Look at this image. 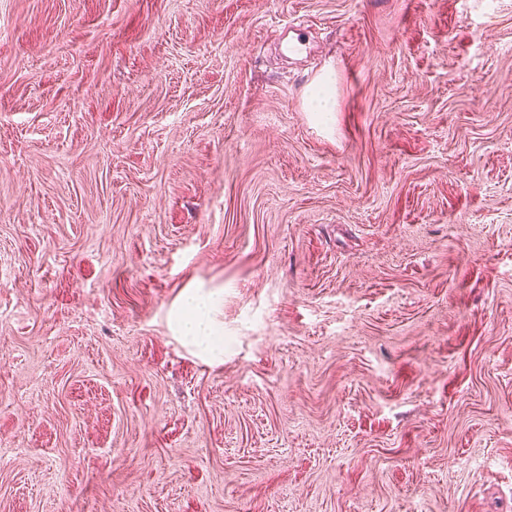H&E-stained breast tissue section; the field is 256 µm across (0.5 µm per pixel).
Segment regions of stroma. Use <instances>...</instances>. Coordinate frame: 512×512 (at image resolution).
<instances>
[{"mask_svg":"<svg viewBox=\"0 0 512 512\" xmlns=\"http://www.w3.org/2000/svg\"><path fill=\"white\" fill-rule=\"evenodd\" d=\"M0 512H512V0H0ZM329 77L321 79L305 97L306 110L309 112L333 111V94L329 87ZM211 305V298L197 295L187 297L179 326L183 338H190L201 352L217 358L224 354V336H220L219 330L207 316Z\"/></svg>","mask_w":512,"mask_h":512,"instance_id":"obj_1","label":"stroma"}]
</instances>
